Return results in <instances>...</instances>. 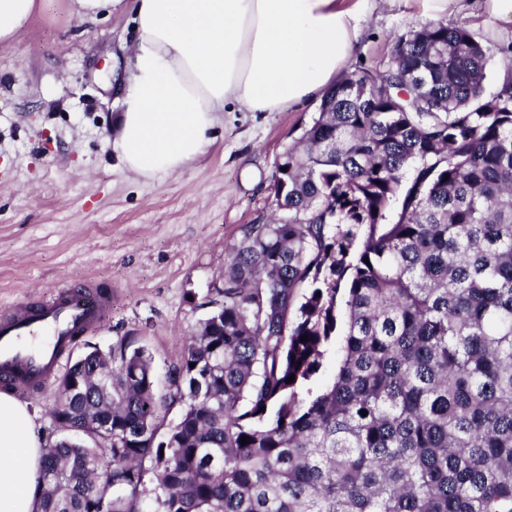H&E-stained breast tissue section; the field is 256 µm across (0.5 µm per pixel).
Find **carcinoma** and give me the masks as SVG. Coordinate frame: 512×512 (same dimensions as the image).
<instances>
[{
  "mask_svg": "<svg viewBox=\"0 0 512 512\" xmlns=\"http://www.w3.org/2000/svg\"><path fill=\"white\" fill-rule=\"evenodd\" d=\"M492 56L429 21L329 89L168 392L126 345L57 377L54 415L85 435L45 444L36 512H142L149 472L154 512H512V82L486 91ZM345 331V317L342 306L338 311V322L336 329V336L333 337L330 346L327 349L323 359L322 367L314 380L315 388H324L332 383L334 374L336 372V365L339 357V350Z\"/></svg>",
  "mask_w": 512,
  "mask_h": 512,
  "instance_id": "cac0c4a2",
  "label": "carcinoma"
}]
</instances>
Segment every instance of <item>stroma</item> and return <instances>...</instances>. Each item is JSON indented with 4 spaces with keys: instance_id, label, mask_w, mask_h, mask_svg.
Masks as SVG:
<instances>
[{
    "instance_id": "obj_1",
    "label": "stroma",
    "mask_w": 512,
    "mask_h": 512,
    "mask_svg": "<svg viewBox=\"0 0 512 512\" xmlns=\"http://www.w3.org/2000/svg\"><path fill=\"white\" fill-rule=\"evenodd\" d=\"M428 17L420 0H385L362 18L350 69L384 68L393 35ZM130 11L81 22L70 0H44L18 41L0 47V306L92 283L112 315L72 357L128 342L150 353L158 381L211 309L246 225L271 219L277 156L317 110L223 112L205 153L146 180L112 148L122 105L112 69L134 44ZM54 382L18 395L40 440L57 432Z\"/></svg>"
}]
</instances>
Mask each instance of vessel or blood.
Here are the masks:
<instances>
[{
	"label": "vessel or blood",
	"mask_w": 512,
	"mask_h": 512,
	"mask_svg": "<svg viewBox=\"0 0 512 512\" xmlns=\"http://www.w3.org/2000/svg\"><path fill=\"white\" fill-rule=\"evenodd\" d=\"M112 295L81 287L0 312V386L35 394L81 337L99 328Z\"/></svg>",
	"instance_id": "1"
}]
</instances>
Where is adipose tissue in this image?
Instances as JSON below:
<instances>
[{
  "mask_svg": "<svg viewBox=\"0 0 512 512\" xmlns=\"http://www.w3.org/2000/svg\"><path fill=\"white\" fill-rule=\"evenodd\" d=\"M376 0H134L137 38L116 82L112 141L145 179L183 171L211 142L218 113L285 112L341 81ZM40 0H0L11 46ZM41 444L27 408L0 393V512H34Z\"/></svg>",
  "mask_w": 512,
  "mask_h": 512,
  "instance_id": "adipose-tissue-1",
  "label": "adipose tissue"
}]
</instances>
